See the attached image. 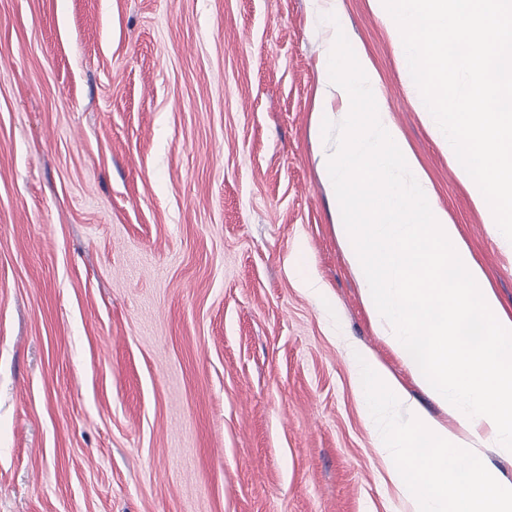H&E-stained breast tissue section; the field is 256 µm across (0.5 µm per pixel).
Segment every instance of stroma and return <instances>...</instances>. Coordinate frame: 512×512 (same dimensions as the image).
Masks as SVG:
<instances>
[{
    "label": "stroma",
    "instance_id": "obj_1",
    "mask_svg": "<svg viewBox=\"0 0 512 512\" xmlns=\"http://www.w3.org/2000/svg\"><path fill=\"white\" fill-rule=\"evenodd\" d=\"M337 7L512 312V245L389 24L372 0ZM327 39L315 0H0V512H401L347 341L447 414L336 236Z\"/></svg>",
    "mask_w": 512,
    "mask_h": 512
}]
</instances>
